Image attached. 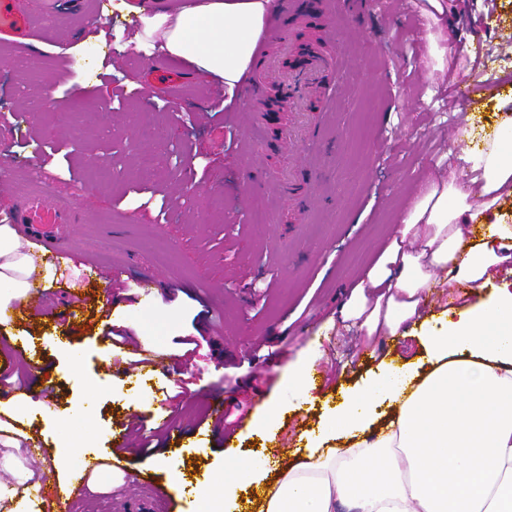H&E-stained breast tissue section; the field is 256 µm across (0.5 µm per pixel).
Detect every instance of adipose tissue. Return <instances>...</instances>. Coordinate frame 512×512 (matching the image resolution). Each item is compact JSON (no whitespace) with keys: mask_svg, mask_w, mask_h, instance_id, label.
I'll return each mask as SVG.
<instances>
[{"mask_svg":"<svg viewBox=\"0 0 512 512\" xmlns=\"http://www.w3.org/2000/svg\"><path fill=\"white\" fill-rule=\"evenodd\" d=\"M271 0H182L142 15L148 37L195 73L234 92L249 68ZM466 196L448 181H430L405 213L403 234L340 312L366 339L398 335L420 316L424 292L440 287L436 272L466 283L476 303L427 326L420 342L427 371L387 364L327 411L314 443L288 467L265 468L257 455L224 465V483L199 485V512L232 508L249 495L254 512H512V291L491 289L512 226L488 224L474 238L464 228L512 187V131L495 135L473 164ZM479 198V206L469 197ZM58 269L33 263L12 225L0 224V307L24 304L30 283L54 285ZM99 395L82 382L70 416H45L63 461L71 419H86ZM0 483V512H32L34 474L16 469Z\"/></svg>","mask_w":512,"mask_h":512,"instance_id":"1","label":"adipose tissue"}]
</instances>
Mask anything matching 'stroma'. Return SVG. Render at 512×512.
<instances>
[{"instance_id": "35a3bbf8", "label": "stroma", "mask_w": 512, "mask_h": 512, "mask_svg": "<svg viewBox=\"0 0 512 512\" xmlns=\"http://www.w3.org/2000/svg\"><path fill=\"white\" fill-rule=\"evenodd\" d=\"M120 0H96L93 15L73 29L52 30L48 18L66 0H29L33 28L49 29L50 55L14 40L0 42V210L18 190H32L76 209L65 232L75 264L47 301L59 313L77 305L84 286L80 262L92 260L98 304L109 305L128 338L146 343L165 327L172 358L145 384L119 372L110 342L95 328L72 327L85 359L66 361L56 329L41 321L15 328L39 337L53 381L44 393L21 353L0 339V401L51 407L69 414L77 381L98 384L90 412L98 437L90 454H106L113 435L139 420V440L157 424L178 420L200 432L164 442L186 481L223 477L226 460L271 453L254 431L265 404L283 409V437L316 430L327 401L289 411L290 369L318 361L342 388L358 385L384 361L421 358L420 327L399 338L366 340L337 325L353 288L399 235L400 216L432 179L468 192L474 176L462 129L463 108L451 97L458 83L485 88L475 118H512V0H440L454 32L433 23L428 0H370L356 11L335 0H301L297 15L276 24L302 50L316 48L340 66L310 92L323 114L319 141L289 138L291 114L278 106V87L291 63L282 57L266 78L267 102L243 108L223 86L181 69L184 85L171 95L148 81L149 48L137 45V14ZM83 51H76V43ZM49 83L48 105L18 91L24 81ZM153 279L150 302L133 303L119 275ZM242 404L245 414L229 446H221L209 403ZM41 439L36 473L59 469L57 450L42 420L18 413L0 423V455L24 449L12 441ZM129 469L115 473L101 494L83 489L75 512H129L146 496L143 474L171 486L153 457L133 449Z\"/></svg>"}]
</instances>
